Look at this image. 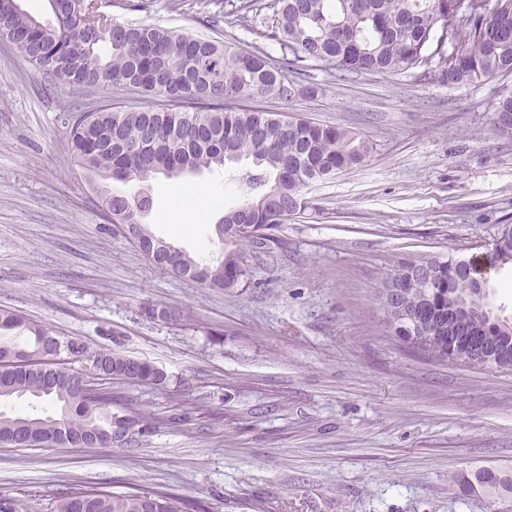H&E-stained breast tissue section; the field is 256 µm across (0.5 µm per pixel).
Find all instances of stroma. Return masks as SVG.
I'll list each match as a JSON object with an SVG mask.
<instances>
[{
  "mask_svg": "<svg viewBox=\"0 0 512 512\" xmlns=\"http://www.w3.org/2000/svg\"><path fill=\"white\" fill-rule=\"evenodd\" d=\"M272 2L245 26L208 25L196 0L111 12L277 59ZM304 71L307 93L244 107L340 126L373 149L310 187L279 247L252 250L249 286L226 294L158 269L107 219L62 123L103 92L55 83L0 41V309L166 375L159 387L109 386L113 412L157 420L134 447L0 445V512H53L84 487L168 490L205 512H488L450 479L512 475V371L409 351L383 335L379 292L402 259L475 260L512 224V140L491 125L512 76L451 86L420 68ZM188 182L208 196L204 210L160 176L143 221L209 260L239 183L220 169ZM148 304L179 318H147Z\"/></svg>",
  "mask_w": 512,
  "mask_h": 512,
  "instance_id": "1",
  "label": "stroma"
}]
</instances>
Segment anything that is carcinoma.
Wrapping results in <instances>:
<instances>
[{
	"instance_id": "obj_1",
	"label": "carcinoma",
	"mask_w": 512,
	"mask_h": 512,
	"mask_svg": "<svg viewBox=\"0 0 512 512\" xmlns=\"http://www.w3.org/2000/svg\"><path fill=\"white\" fill-rule=\"evenodd\" d=\"M51 20L21 9L19 0H0V37L9 39L38 72L75 89L125 88L163 101L159 107L120 111L79 104L67 112L65 128L78 165L98 184L106 215L146 242L155 237L142 222L150 182L159 175L178 179L249 160L239 176L242 202L224 210L215 225L221 256L204 261L178 250L156 267L212 290L234 293L252 277L244 244L268 249L275 231L308 205L303 191L363 164L372 146L345 128L300 117L230 108L237 99L287 100L295 95L292 73L311 61L346 77L358 73L405 75L422 66L450 85H473L512 74V0H495L492 14L470 7L455 12L458 0H274L271 38L292 56L271 59L263 50L235 49L158 24H124L93 0H47ZM260 0H220L205 22L249 21ZM451 21L452 38L441 39L437 14ZM491 123L512 139V89L503 87ZM130 186L135 191L128 192ZM491 265L512 264V225L493 240ZM384 288L402 296L394 303L379 293L385 331L424 336V355L448 358V337L473 332L497 344L496 369L512 371V321L489 307L478 286L476 265L451 258H407L387 273ZM51 331L0 310V405L31 401L22 411L0 409V443L22 437L33 446L85 447L90 441L113 446L114 429L127 423L140 441L149 417L112 412V393L99 380L162 384L155 365L94 349L76 339L87 374L70 372L55 360ZM464 492L480 490L493 505L512 504V475L479 470L473 479H455ZM56 512H204L165 491L65 494Z\"/></svg>"
}]
</instances>
